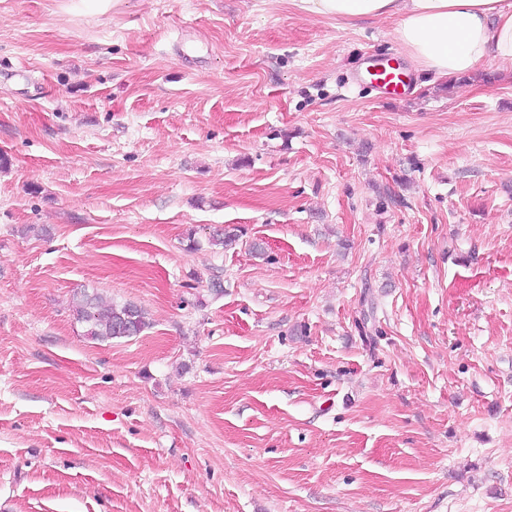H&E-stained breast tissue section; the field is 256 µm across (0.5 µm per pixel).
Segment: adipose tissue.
I'll return each mask as SVG.
<instances>
[{"instance_id": "adipose-tissue-1", "label": "adipose tissue", "mask_w": 512, "mask_h": 512, "mask_svg": "<svg viewBox=\"0 0 512 512\" xmlns=\"http://www.w3.org/2000/svg\"><path fill=\"white\" fill-rule=\"evenodd\" d=\"M304 15L389 18L396 44L422 71L453 81L489 64L512 66V0H292Z\"/></svg>"}]
</instances>
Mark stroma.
I'll return each mask as SVG.
<instances>
[{
  "instance_id": "stroma-1",
  "label": "stroma",
  "mask_w": 512,
  "mask_h": 512,
  "mask_svg": "<svg viewBox=\"0 0 512 512\" xmlns=\"http://www.w3.org/2000/svg\"><path fill=\"white\" fill-rule=\"evenodd\" d=\"M392 28L0 0V512H512V68ZM372 83L383 88L387 92L397 93L399 87L406 86L405 81L401 78L402 73L397 72L396 68L383 67L375 71L367 70ZM75 313L78 321L85 323L87 336L99 341L135 336L147 324L145 312L137 305L106 302L97 292L89 294L86 290Z\"/></svg>"
}]
</instances>
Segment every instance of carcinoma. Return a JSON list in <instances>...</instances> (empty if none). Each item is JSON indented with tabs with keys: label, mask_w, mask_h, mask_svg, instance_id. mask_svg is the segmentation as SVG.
<instances>
[{
	"label": "carcinoma",
	"mask_w": 512,
	"mask_h": 512,
	"mask_svg": "<svg viewBox=\"0 0 512 512\" xmlns=\"http://www.w3.org/2000/svg\"><path fill=\"white\" fill-rule=\"evenodd\" d=\"M75 313L78 321L86 325V335L99 341L135 336L146 326L145 312L140 307L106 302L97 293L83 292Z\"/></svg>",
	"instance_id": "carcinoma-1"
}]
</instances>
